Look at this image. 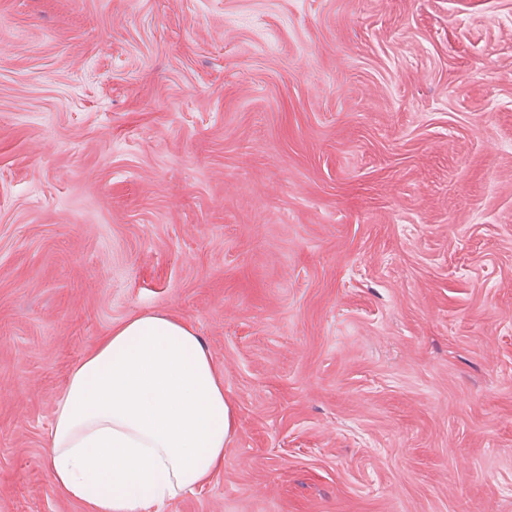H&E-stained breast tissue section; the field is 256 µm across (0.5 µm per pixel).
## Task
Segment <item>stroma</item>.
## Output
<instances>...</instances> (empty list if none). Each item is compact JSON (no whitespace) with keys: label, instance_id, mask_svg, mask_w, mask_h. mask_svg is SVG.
<instances>
[{"label":"stroma","instance_id":"1","mask_svg":"<svg viewBox=\"0 0 512 512\" xmlns=\"http://www.w3.org/2000/svg\"><path fill=\"white\" fill-rule=\"evenodd\" d=\"M224 368L163 512H512V0H0V512L112 326Z\"/></svg>","mask_w":512,"mask_h":512}]
</instances>
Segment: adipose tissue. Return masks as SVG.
<instances>
[{"mask_svg":"<svg viewBox=\"0 0 512 512\" xmlns=\"http://www.w3.org/2000/svg\"><path fill=\"white\" fill-rule=\"evenodd\" d=\"M234 430L202 336L169 312L140 313L72 368L47 435L49 474L87 512H161L223 471Z\"/></svg>","mask_w":512,"mask_h":512,"instance_id":"1","label":"adipose tissue"}]
</instances>
